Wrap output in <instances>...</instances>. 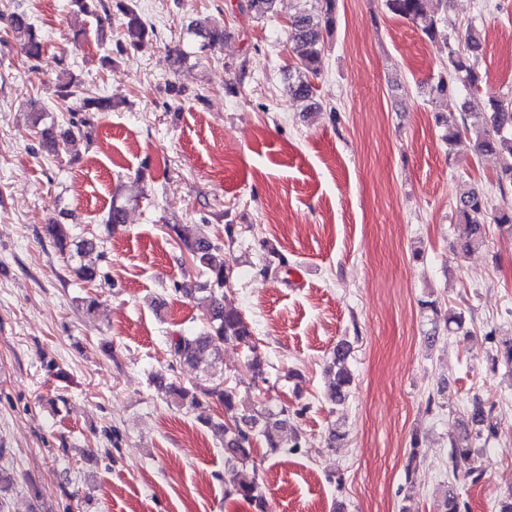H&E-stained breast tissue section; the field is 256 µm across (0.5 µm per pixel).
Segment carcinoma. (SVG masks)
<instances>
[{
    "mask_svg": "<svg viewBox=\"0 0 512 512\" xmlns=\"http://www.w3.org/2000/svg\"><path fill=\"white\" fill-rule=\"evenodd\" d=\"M82 11L96 18L100 23L112 22V7H117L120 18V38L117 40V52L125 54L128 50L144 46L154 34L141 16L124 0H74ZM278 0H239L237 9L240 14L253 19H262L277 14ZM385 9L418 28L428 39L440 41L447 49L445 74L439 76L431 90L433 95L448 101V109H464L461 124L445 128L443 139L452 145L470 129H477L474 151L477 155H494L499 159V169L495 184L505 206L498 209L494 222L500 228L512 232V205L508 198L512 196V97L491 95L488 98L489 111L467 112L465 104L460 102L462 92L478 93L483 89V80L476 63L482 51V40L475 26L469 24L464 31L448 30L445 14L441 10L448 8V0H384ZM336 26V0H307V4L289 18L288 42L290 51L296 60V66L285 73V91L288 98L305 103L306 110L313 108L314 87L312 78L316 77L321 65V51L325 36ZM6 37L15 41L27 58L31 67L45 52V43L37 33L28 15L13 12L6 20ZM189 40L200 42V49L215 50L224 44L228 30L219 21L208 17L195 19L186 28ZM55 96L60 104L75 107L70 112L69 127L57 133L52 128L41 130L42 146L51 153L68 149L77 141L78 128L91 123L94 113L112 111V100L106 97H86L80 90V83L68 69H62L57 77ZM490 200L484 190L478 186H469L459 195L456 210L463 234L453 245L456 253H471L484 246L486 240L487 216ZM126 208L118 202H112L105 223L117 229L126 223ZM170 236L185 247L193 263L205 273V281L195 289L198 300L209 308V325L201 329H191L171 339L172 355L180 363L209 371L220 359V352L226 342L243 345L251 352L247 366L254 378L266 380L262 357L257 352L256 339L251 325L246 321L239 308L227 297L224 288L228 286L229 275L224 271L223 249L204 235H191L189 227L183 224H169ZM60 251L76 245L80 258L77 268L78 277L93 282L101 277L98 260L102 254L91 239L73 243L68 228L63 224H52L46 228ZM349 350L339 347L334 352L332 367L334 384L329 398L334 402L345 399L346 389L351 375L347 369ZM169 393L179 404H188L198 412V419L210 426L213 419L209 414L210 405L224 408L227 419L236 422V429H229L226 423L217 427L224 436V453L236 461L239 467L232 470L229 485L225 493L236 496L253 504L259 512H265L266 502L261 491L257 470L249 466L252 461L254 438H263L268 448H298L302 436L290 421L288 410L278 412H260L245 416L238 413L236 390L225 385V379L209 387L193 389L174 381L169 382ZM481 433L471 434L467 423H462L461 432L451 438L448 457V471L454 479H469L476 483L483 476V469L475 465L473 440L480 439Z\"/></svg>",
    "mask_w": 512,
    "mask_h": 512,
    "instance_id": "1",
    "label": "carcinoma"
}]
</instances>
